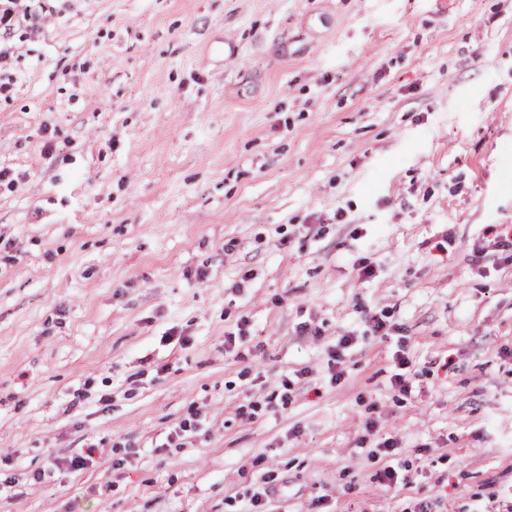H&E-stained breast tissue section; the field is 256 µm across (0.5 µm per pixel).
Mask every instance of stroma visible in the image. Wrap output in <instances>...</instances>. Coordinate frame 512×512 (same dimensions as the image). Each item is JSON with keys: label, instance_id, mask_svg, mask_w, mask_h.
<instances>
[{"label": "stroma", "instance_id": "obj_1", "mask_svg": "<svg viewBox=\"0 0 512 512\" xmlns=\"http://www.w3.org/2000/svg\"><path fill=\"white\" fill-rule=\"evenodd\" d=\"M15 55L0 512L512 507V0H61Z\"/></svg>", "mask_w": 512, "mask_h": 512}]
</instances>
